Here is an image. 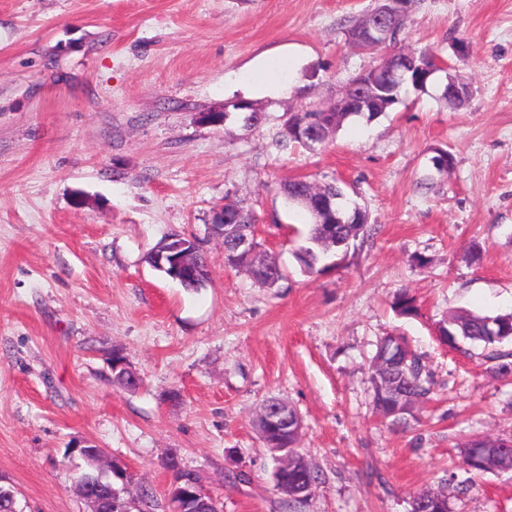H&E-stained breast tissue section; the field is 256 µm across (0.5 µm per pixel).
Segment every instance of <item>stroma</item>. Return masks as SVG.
<instances>
[{
    "mask_svg": "<svg viewBox=\"0 0 512 512\" xmlns=\"http://www.w3.org/2000/svg\"><path fill=\"white\" fill-rule=\"evenodd\" d=\"M375 5L0 0V485L20 512H87L74 477L88 444L156 496L172 449L223 512H282L254 426L269 397L297 411L298 450L321 475L295 512H411L443 486L452 512H512V470L463 463L471 436L512 437V376L436 334L461 310H512V0H414L404 19L399 48L447 61L471 87L462 106L443 81L407 85L327 145L282 144L290 113L327 106L377 64L345 37ZM260 58L279 94L241 86ZM237 99L258 125L241 112L202 120ZM440 150L454 158L445 174ZM303 177L339 183L375 227L313 275L294 257L308 216L279 191ZM227 200L255 214L287 287L225 265L208 224ZM173 233L201 239L203 288L147 262ZM402 288L417 316L393 310ZM388 334L432 376L400 426L372 406L370 359ZM116 354L137 388L115 382Z\"/></svg>",
    "mask_w": 512,
    "mask_h": 512,
    "instance_id": "obj_1",
    "label": "stroma"
}]
</instances>
